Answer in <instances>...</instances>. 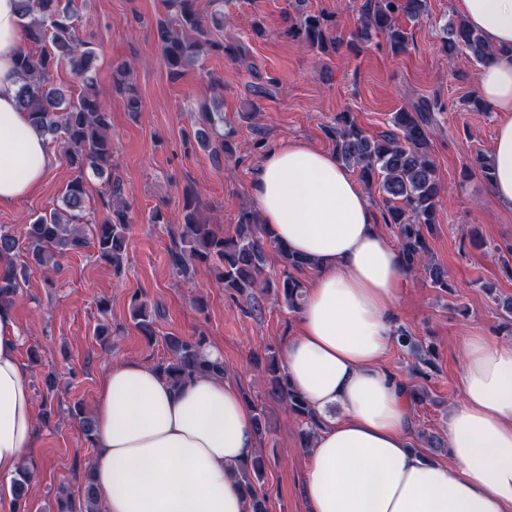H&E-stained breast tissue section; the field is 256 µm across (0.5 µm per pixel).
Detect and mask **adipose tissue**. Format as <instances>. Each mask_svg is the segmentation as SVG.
<instances>
[{
	"mask_svg": "<svg viewBox=\"0 0 512 512\" xmlns=\"http://www.w3.org/2000/svg\"><path fill=\"white\" fill-rule=\"evenodd\" d=\"M494 49L481 68L483 106L500 116L492 193L512 210V0H455ZM24 42L16 0H0V208L31 195L55 156L17 103ZM258 215L277 241L315 258L284 368L312 408H341L308 450L309 512H512V346L474 329L464 344L462 398L447 461L414 448L411 398L382 366L407 283L362 187L334 154L278 144L253 169ZM14 306L0 302V501L10 502L40 430ZM92 415V479L100 512H247L238 464L257 446L254 413L224 380L175 388L136 359L112 365Z\"/></svg>",
	"mask_w": 512,
	"mask_h": 512,
	"instance_id": "1",
	"label": "adipose tissue"
}]
</instances>
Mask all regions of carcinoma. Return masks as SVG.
I'll return each mask as SVG.
<instances>
[{"label": "carcinoma", "mask_w": 512, "mask_h": 512, "mask_svg": "<svg viewBox=\"0 0 512 512\" xmlns=\"http://www.w3.org/2000/svg\"><path fill=\"white\" fill-rule=\"evenodd\" d=\"M75 2L18 0L25 42L36 47L34 52L22 49L16 60L18 104L29 112L35 127L47 141L63 151L76 172L62 193V205L28 225L27 267L42 272L50 267L57 269L60 267L58 258L91 246L97 258L119 274L125 266L131 228L119 180L107 179L100 196L106 216L93 226L91 236H86L82 229V225L89 223L85 209L86 174L91 171L101 176L112 168V140L108 134L110 114L96 89L95 53L89 42L80 37L75 25ZM194 2L163 0L168 14L158 21V36L172 80L180 78L184 67L202 56L237 52L212 36V30L224 27V0H215L218 8L208 21L197 12ZM424 7V0H364L360 37L369 36L372 30L384 33L391 50L399 53L405 50L409 37L406 31L396 27V17L404 14L416 18L424 13ZM332 28V19L326 14L306 12L288 27L287 34L307 48L329 55L342 47ZM445 44L450 61L465 54L483 65L493 54L485 36L462 20L447 24ZM62 65L69 68L82 85L73 100L66 99L53 80L54 72ZM130 69L126 62L113 67L112 84L124 95L127 109L139 112L142 102L127 81ZM431 112L433 106L425 100L410 110L396 112L392 129L377 139L368 137L351 113L341 112L328 127L327 134L335 142L336 158L344 166L357 169L367 187L374 186L383 194V221L395 226L407 269L422 271L431 287L446 291L448 275L433 261L427 241L443 190L430 155L427 127ZM198 117L199 128L194 131L196 143L204 148L215 143L221 153L235 155L239 147L231 134L224 131V113L212 112L203 104ZM182 215L183 222L177 226V236L169 250L174 274L186 278L198 266L209 267L220 287L246 294L256 312L262 310L258 291L271 288L289 310L302 309L303 285L295 272L314 268L317 263L277 242L259 221L256 211H240L235 235L231 237L225 236L219 225L201 218L197 198L192 192L184 196ZM268 245L274 248L283 267L275 282L264 277ZM17 248L16 237L0 229V259H5L4 266L0 267V301L11 302L19 293L20 282L13 261ZM133 305L136 326L147 338L156 336L155 321L147 313L146 303L136 297ZM396 336L397 342L415 358L414 371L430 364L422 345L407 331L400 328ZM163 340L170 357L160 361L155 370L171 386L177 387L195 376L224 377V360H210L204 355L205 337L166 335ZM266 372L268 395L301 419L305 424L303 447H311L315 430L320 427L317 412L292 389L284 366L276 356L268 357ZM71 415L78 419L86 438L92 439L93 416L79 404L71 408ZM263 469L261 455L256 452L238 469V478L249 492V512H267V496L262 492ZM30 483L31 474L26 469L13 479L11 491L16 506L27 507ZM96 503V492L90 482L80 503L64 493L58 496L55 512H96Z\"/></svg>", "instance_id": "1"}]
</instances>
